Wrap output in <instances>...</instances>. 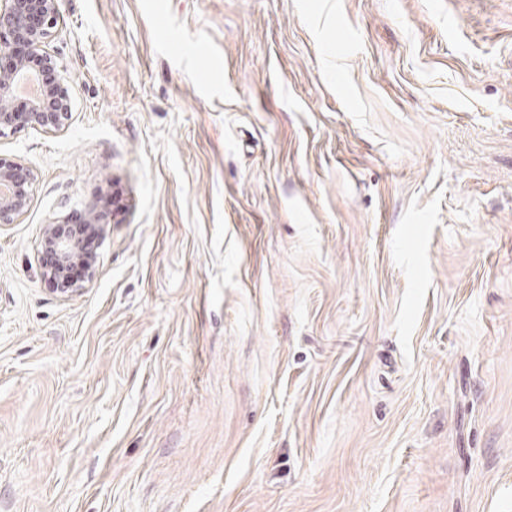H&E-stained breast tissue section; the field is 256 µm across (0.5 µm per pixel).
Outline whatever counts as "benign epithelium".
<instances>
[{
    "label": "benign epithelium",
    "instance_id": "obj_1",
    "mask_svg": "<svg viewBox=\"0 0 512 512\" xmlns=\"http://www.w3.org/2000/svg\"><path fill=\"white\" fill-rule=\"evenodd\" d=\"M61 0H0V137L29 127L56 132L66 127L71 114L68 88L58 64L46 43L60 20ZM33 74L43 90V99L30 105L24 121L13 112L14 87L18 79ZM36 177L19 161L0 157V224H13L26 210ZM40 274L62 296H73L83 284L61 277V270L75 259L86 266V281L96 273V260L78 251L77 243L66 230V223L45 225L40 240Z\"/></svg>",
    "mask_w": 512,
    "mask_h": 512
}]
</instances>
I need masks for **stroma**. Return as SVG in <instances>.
<instances>
[{
    "mask_svg": "<svg viewBox=\"0 0 512 512\" xmlns=\"http://www.w3.org/2000/svg\"><path fill=\"white\" fill-rule=\"evenodd\" d=\"M61 14L70 123L0 137V512H512V0ZM36 177L33 171L19 161L0 157V187H8V192H0V224H13L26 210ZM66 224L70 222H52L46 224L40 240V274L48 279L54 286L55 292L62 296H73L83 290V284L63 279L61 270L75 259L81 260L86 266L73 264L65 269L64 275L69 280L81 281L86 274L87 282H90L96 273V251L92 248L93 239L99 233L94 224H85L78 232V240L85 257L78 251L77 243L66 230Z\"/></svg>",
    "mask_w": 512,
    "mask_h": 512,
    "instance_id": "35a3bbf8",
    "label": "stroma"
}]
</instances>
